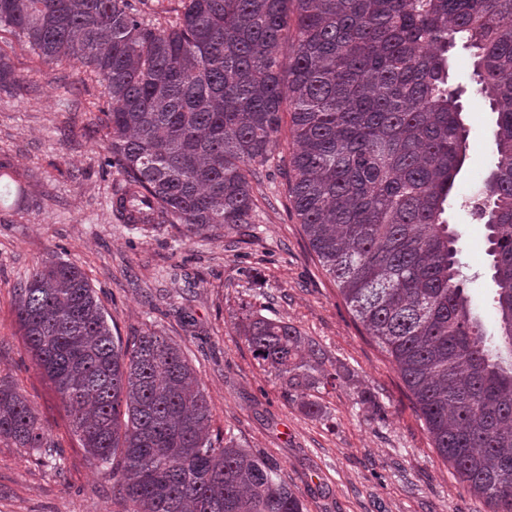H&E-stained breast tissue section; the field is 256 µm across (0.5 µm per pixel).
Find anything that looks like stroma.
Masks as SVG:
<instances>
[{
  "label": "stroma",
  "instance_id": "1",
  "mask_svg": "<svg viewBox=\"0 0 512 512\" xmlns=\"http://www.w3.org/2000/svg\"><path fill=\"white\" fill-rule=\"evenodd\" d=\"M0 54L19 79L0 91V382L27 396L64 454L59 475L0 439V512H120L16 321V288L53 256L86 274L113 335L128 340L153 325L181 346L210 403L211 433L233 429L240 444L276 463L306 512H485L437 455L394 365L308 244L281 160L290 119L281 122L278 157L252 181L254 223L228 235H190L179 224L132 229L112 213L117 173L97 129L102 78L44 64L3 29ZM464 121L467 156L447 219L459 237L471 308L493 336L487 231L464 202L494 165L496 115L488 101L471 99ZM259 303L315 341L326 369L339 373L336 389L322 396V417L302 413L248 348L240 319ZM364 390L377 395L384 419L359 409Z\"/></svg>",
  "mask_w": 512,
  "mask_h": 512
}]
</instances>
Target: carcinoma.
<instances>
[{
	"label": "carcinoma",
	"mask_w": 512,
	"mask_h": 512,
	"mask_svg": "<svg viewBox=\"0 0 512 512\" xmlns=\"http://www.w3.org/2000/svg\"><path fill=\"white\" fill-rule=\"evenodd\" d=\"M136 3L0 0V28L42 62L102 77L117 220L193 234L254 223L252 179L288 110V194L310 247L395 365L438 456L489 512H512V0H177L164 24ZM459 45L474 58L469 88L449 76ZM466 95L496 114L497 162L469 201L492 258L500 333L489 337L445 218L466 159ZM266 309L242 317L245 341L321 416L318 394L340 375ZM14 311L123 512H304L273 463L231 429L210 433L177 344L151 329L129 344L112 335L75 263L33 267ZM1 437L61 469L27 398L0 383Z\"/></svg>",
	"instance_id": "1"
}]
</instances>
